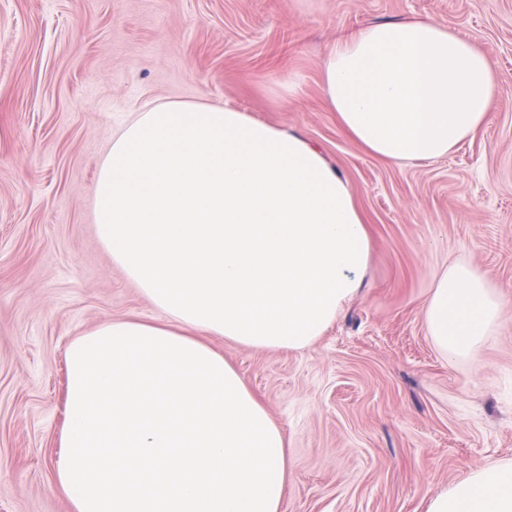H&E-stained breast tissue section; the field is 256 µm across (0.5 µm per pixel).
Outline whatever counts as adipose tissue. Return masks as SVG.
<instances>
[{
	"instance_id": "1",
	"label": "adipose tissue",
	"mask_w": 512,
	"mask_h": 512,
	"mask_svg": "<svg viewBox=\"0 0 512 512\" xmlns=\"http://www.w3.org/2000/svg\"><path fill=\"white\" fill-rule=\"evenodd\" d=\"M342 131L395 165L448 155L486 121L500 82L452 24L369 25L322 61ZM100 242L163 315L105 322L67 349L55 480L72 512H282L281 427L210 338L265 350L316 342L362 284L370 243L320 150L229 106L138 112L96 181ZM504 298L466 263L434 282L424 323L473 356ZM426 512H512V460L476 466Z\"/></svg>"
}]
</instances>
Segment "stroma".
I'll return each instance as SVG.
<instances>
[{
    "instance_id": "obj_1",
    "label": "stroma",
    "mask_w": 512,
    "mask_h": 512,
    "mask_svg": "<svg viewBox=\"0 0 512 512\" xmlns=\"http://www.w3.org/2000/svg\"><path fill=\"white\" fill-rule=\"evenodd\" d=\"M413 17L475 43L502 91L448 157L397 166L341 131L321 63L339 38ZM167 101L299 131L367 227L362 287L318 341H213L284 431L283 512H425L474 464L512 460V0H0V512H71L54 481L67 348L160 317L100 243L94 191L122 125ZM456 262L505 295L473 360L447 359L423 322Z\"/></svg>"
}]
</instances>
